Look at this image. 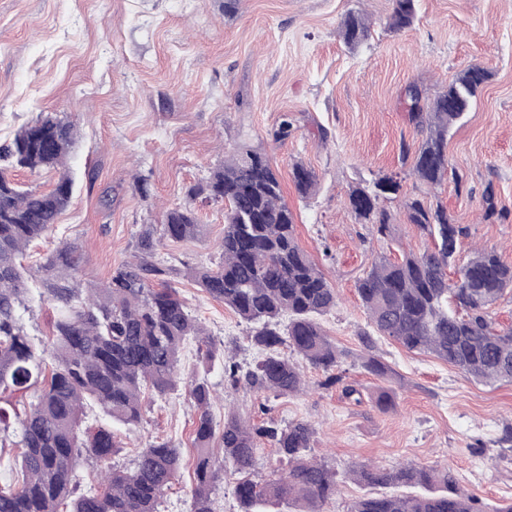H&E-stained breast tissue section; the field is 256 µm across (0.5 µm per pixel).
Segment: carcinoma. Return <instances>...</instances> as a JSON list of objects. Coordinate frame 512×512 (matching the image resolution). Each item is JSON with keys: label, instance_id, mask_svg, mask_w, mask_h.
I'll list each match as a JSON object with an SVG mask.
<instances>
[{"label": "carcinoma", "instance_id": "obj_1", "mask_svg": "<svg viewBox=\"0 0 512 512\" xmlns=\"http://www.w3.org/2000/svg\"><path fill=\"white\" fill-rule=\"evenodd\" d=\"M415 16L416 0H392L389 27L401 31ZM367 31L361 15L350 14L341 25L349 45ZM489 77L487 69L469 66L424 108L421 90L409 87L410 120L423 134L413 164L420 182L434 187L448 176V133L471 110ZM76 137L74 123L45 116L0 146V434H14L21 471L19 486L0 487V512H158L182 467L179 449L167 443L142 449L132 471L112 470L94 492L77 493L73 474L79 456L103 459L114 448L112 430L81 429L87 403L116 421L135 424L141 417L142 389L163 396L176 386L179 351L187 337H195L215 358L204 328L171 287L174 268L156 258L162 241L201 234L193 210L196 198L224 202V240L219 261L191 269V277L208 296L255 324L251 341L265 352L242 377L237 363H224L232 386L243 382L278 396L299 392L302 376L295 354L325 372L336 368L346 352L328 340L317 322V316L336 306V291L297 241L277 168L261 147L244 141L231 148L205 183L189 190L184 205L167 211L162 224L145 225L134 259L119 265L106 283L82 285L73 243L48 253L36 270L25 268L19 257L53 230L71 201L72 180L64 174L47 192L20 191L8 169L57 168ZM292 181L302 198L317 186L316 173L301 162L292 165ZM400 188V181L381 177L371 188L352 189L348 207L362 223L388 236L390 214L379 201ZM405 208L409 223L436 245L400 262L378 255L358 279V295L376 332L408 350L428 351L478 381L512 382V325L500 326L488 313L512 288V264L494 250L481 249L450 281L447 270L465 228L439 204L411 198ZM33 272L55 307L45 341L32 337L23 321ZM285 314L288 325L281 329L278 319ZM191 396L199 412L191 512H214L212 494L221 480L212 447L216 438L224 461L241 474L235 487L241 512L290 499L302 504V512H319V505L336 492L335 474L307 459L313 435L308 423L253 428L230 414L219 431L209 413L207 383L192 384ZM262 440L288 460L286 477L251 479ZM353 475L370 487L420 486L429 494L364 495L349 512H482L477 499L462 492L446 470L363 466Z\"/></svg>", "mask_w": 512, "mask_h": 512}]
</instances>
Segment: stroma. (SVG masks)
I'll list each match as a JSON object with an SVG mask.
<instances>
[{
  "label": "stroma",
  "mask_w": 512,
  "mask_h": 512,
  "mask_svg": "<svg viewBox=\"0 0 512 512\" xmlns=\"http://www.w3.org/2000/svg\"><path fill=\"white\" fill-rule=\"evenodd\" d=\"M391 11L392 0H239L231 16L224 0H0V145L41 116L77 127L65 170L11 172L25 189L50 190L63 173L74 181L69 206L48 238L30 247L27 264L73 243L79 279L106 282L132 259L142 225L162 223L244 138L262 146L279 171L298 241L336 290L335 307L318 321L347 353L331 374L301 363L307 388L297 395L230 386L225 357L248 370L263 352L249 338V323L185 275L217 262L224 237L223 204L197 198L202 234L164 242L157 257L176 268L172 284L219 355L207 359L189 341L180 356L182 385L146 395L137 424L86 408V427H109L115 448L102 460L80 459L79 492L97 490L102 471L132 469L142 448L166 442L179 448L183 466L160 512H191L198 411L186 382L195 378L217 393L210 408L216 425L231 413L258 426L312 425V458L339 478L321 512H348L365 494L346 477L362 464L449 470L487 512L512 502V444L500 441L512 427V383L478 382L385 336L372 352L389 373L371 375L361 365V335L371 325L355 288L377 253L396 259L432 248L406 219L404 203L413 197L442 204L465 227L457 264L477 248L512 263V0H417L414 24L400 32L388 26ZM351 12L368 24L354 49L339 35ZM471 64L490 78L448 140L449 165L464 182L421 184L412 174L421 136L407 89L418 85L432 98ZM286 117L294 131L276 139ZM297 161L318 178L307 198L291 180ZM390 175L402 188L383 202L393 226L382 238L350 211L347 194ZM138 176L147 193L135 185ZM488 195L496 209L489 219ZM348 387L356 397L345 395ZM383 392L391 397L386 409L376 403Z\"/></svg>",
  "instance_id": "stroma-1"
}]
</instances>
